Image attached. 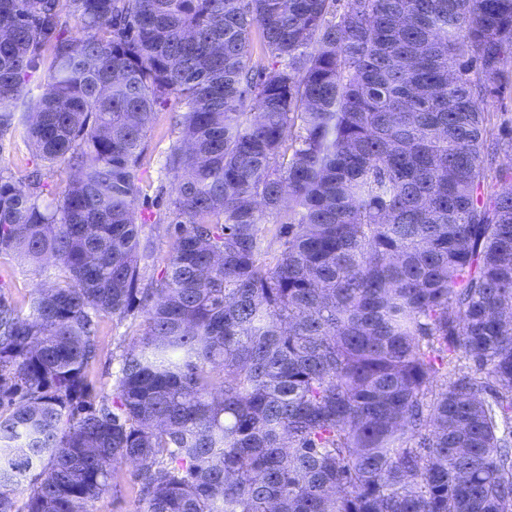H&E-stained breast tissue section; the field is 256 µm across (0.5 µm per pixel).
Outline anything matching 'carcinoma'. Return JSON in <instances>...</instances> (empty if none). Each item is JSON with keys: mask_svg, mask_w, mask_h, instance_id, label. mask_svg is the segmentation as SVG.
<instances>
[{"mask_svg": "<svg viewBox=\"0 0 512 512\" xmlns=\"http://www.w3.org/2000/svg\"><path fill=\"white\" fill-rule=\"evenodd\" d=\"M509 64L512 0H0V133L70 170L0 169V255L56 270L26 316L0 291V512H87L127 463L135 512H512ZM136 312L105 395L99 317ZM179 104L169 101L155 110L147 126L144 138V152L139 164L138 207L150 219L157 213H165L173 197L174 184L171 177L161 172V164L177 140L174 115L179 112ZM166 227L167 224H142L140 228L141 237L150 240L154 247V262L151 259L146 261L145 282L149 283L157 278L163 266V260L170 249L171 239Z\"/></svg>", "mask_w": 512, "mask_h": 512, "instance_id": "cac0c4a2", "label": "carcinoma"}]
</instances>
